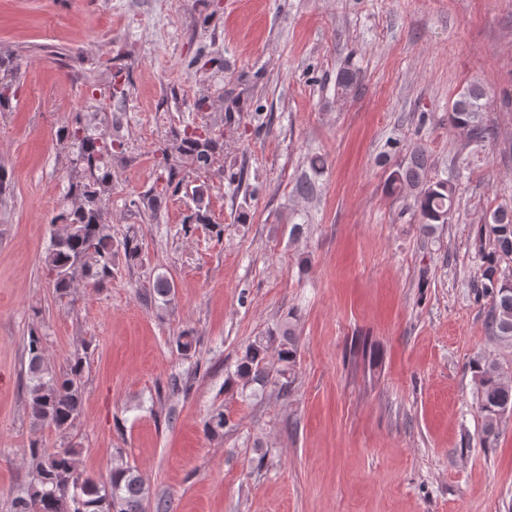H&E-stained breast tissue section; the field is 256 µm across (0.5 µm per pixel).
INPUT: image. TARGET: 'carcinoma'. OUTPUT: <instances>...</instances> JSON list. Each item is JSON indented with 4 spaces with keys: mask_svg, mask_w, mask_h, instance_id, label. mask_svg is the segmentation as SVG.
Segmentation results:
<instances>
[{
    "mask_svg": "<svg viewBox=\"0 0 512 512\" xmlns=\"http://www.w3.org/2000/svg\"><path fill=\"white\" fill-rule=\"evenodd\" d=\"M16 63L11 55L0 54V108L9 105L15 96L13 72ZM130 72L113 66L110 79L92 84V93L115 103L110 113L111 131L101 133L86 120L82 112L73 113L70 123L58 130L60 140L70 145L71 181L67 203L55 217L59 227L50 238L43 263L52 278L55 290L63 294L78 281L104 288L112 281L116 257L128 260L138 256L139 247L132 238L115 245L104 213L112 190V169L129 162L127 139L120 135V110L129 95ZM484 89L473 84L460 93L448 115L450 124L466 131L468 144L476 147L485 142L483 122ZM155 165L161 170L162 189L151 187L130 205L141 210L151 221H159L170 194L177 193L186 174L206 173L224 156V141L207 133L202 137L185 125L172 127L152 148ZM427 161L423 151L416 152L411 165L398 167L389 175L388 186L396 191L405 187L415 190L413 207L419 213L423 230L432 232L448 222L457 201L456 183L442 179L431 181L426 175ZM194 212L186 217L184 231L194 224L208 222L209 186H194ZM476 250L482 261L480 288L491 297L488 322L491 334L512 342V276L501 270L512 264V209L494 211L491 221L480 224L476 231ZM175 284L165 275L157 276L145 295L167 304ZM176 348L187 356L196 348L197 339L187 329L175 337ZM28 367L25 378L26 405L33 423L49 426L59 432L71 429L82 411L83 357L76 355L63 370H56L45 357L44 336L33 330L26 341ZM298 354L296 315L276 322L264 333L254 337L237 356L234 370L228 373L227 384L234 386L245 398H256L267 387L277 388L286 397L295 381ZM479 410L484 421L485 442L494 443L501 414L512 412V381L494 362L477 359L472 362ZM232 428L228 413H211L204 423V432L224 437ZM75 446L47 448L39 441L31 442L29 480L21 485L13 498V512H147L149 489L137 467L121 464L112 468L100 481L78 467ZM155 512H168V504L158 501Z\"/></svg>",
    "mask_w": 512,
    "mask_h": 512,
    "instance_id": "obj_1",
    "label": "carcinoma"
}]
</instances>
